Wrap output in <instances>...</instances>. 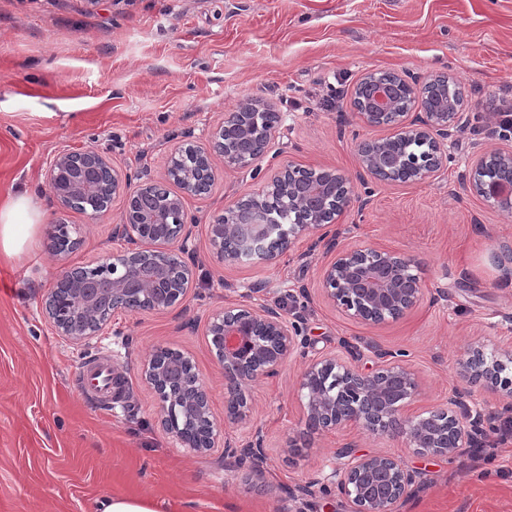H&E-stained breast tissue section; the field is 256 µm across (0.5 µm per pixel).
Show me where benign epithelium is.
<instances>
[{
	"instance_id": "1",
	"label": "benign epithelium",
	"mask_w": 512,
	"mask_h": 512,
	"mask_svg": "<svg viewBox=\"0 0 512 512\" xmlns=\"http://www.w3.org/2000/svg\"><path fill=\"white\" fill-rule=\"evenodd\" d=\"M366 72L352 99L362 123L395 130L391 137L356 143L357 178L363 185L426 183L447 172L459 186L496 211L512 215V149L486 142L463 165L455 164L451 148L458 133L480 131L483 112H468L448 99L446 74L424 81L410 75ZM288 113L269 103L247 99L213 128L205 142L173 147L165 177L180 192L172 193L149 179L132 177L94 147L56 152L44 168V178L60 213L51 225L53 254L61 259L83 241L81 225L70 224L71 210L96 219L122 200L121 221L112 225V239L127 248L85 266L61 273L44 299V309L57 333L76 346L88 347L105 335L116 311L165 312L182 306L194 284L196 247L185 197L210 193L216 174L213 155L224 167L263 175L258 191L224 206L209 230L212 253L219 260L242 256L273 261L291 244L305 239L323 242L334 253L320 272L325 301L347 319L369 325L397 321L423 300L418 263L384 247L344 248L336 244L341 226L355 209L358 196L350 176L329 167L282 163L262 173L260 162L270 154L276 133ZM494 260L512 274V243L499 245ZM301 317L279 305L229 303L208 314L205 336L224 370L227 397L224 419L247 429L233 440L218 422L211 391L185 353L156 348L142 363L144 383L158 400L157 422L174 442L196 454L224 448V460L237 469L261 473L264 435L255 425L246 387L276 378L287 358L304 363L298 389L305 396V432L325 434L354 427L363 433L399 436L421 456L449 460L465 455L496 430L499 415L512 419V347L487 359L478 348L468 349L456 362L462 385L448 392V404L423 413L411 409L421 393L417 371L406 352L378 349L380 365L359 368L360 350L341 342L340 352H317L300 326ZM498 398L501 408L475 407L473 389ZM337 466L312 487L336 494L350 512H399L412 487L423 479L390 454L356 455L347 445L336 450Z\"/></svg>"
}]
</instances>
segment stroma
<instances>
[{
	"label": "stroma",
	"instance_id": "1",
	"mask_svg": "<svg viewBox=\"0 0 512 512\" xmlns=\"http://www.w3.org/2000/svg\"><path fill=\"white\" fill-rule=\"evenodd\" d=\"M447 73L464 104H512V0H0V207L30 191L45 219L14 257L0 253V512H95L105 496L167 500L181 512H282L289 492L335 463L336 448L391 453L421 468L424 485L401 512H512V434L496 447L455 461L424 458L404 440L339 431L289 451L304 428L297 389L302 364L250 388L254 420L266 435L262 475L226 471L221 449L196 454L156 426L157 401L141 378L151 351L191 357L224 415V372L203 318L262 284L267 303H286L305 286V332L315 348L362 342L360 365L374 348L403 350L423 385L415 411L445 405L457 384V358L468 348L492 354L512 342V279L494 265L512 239V217L462 193L453 175L422 185H377L362 214L339 239L379 246L418 262L427 291L447 289L450 303L422 302L403 319L369 326L345 319L319 294L328 257L301 240L279 259L219 261L207 226L231 200L257 191L246 171L213 164L209 195L185 205L198 225L196 286L186 308L116 312L112 332L79 347L55 335L41 301L59 263L49 250L56 219L43 169L62 149L92 146L133 175L162 179L171 148L205 142L244 99L257 97L292 118L277 133V163L357 169L353 132L368 136L350 105L363 74ZM121 209L95 222L78 212L86 263L112 254ZM118 358L132 406L108 408L86 394L89 358Z\"/></svg>",
	"mask_w": 512,
	"mask_h": 512
}]
</instances>
